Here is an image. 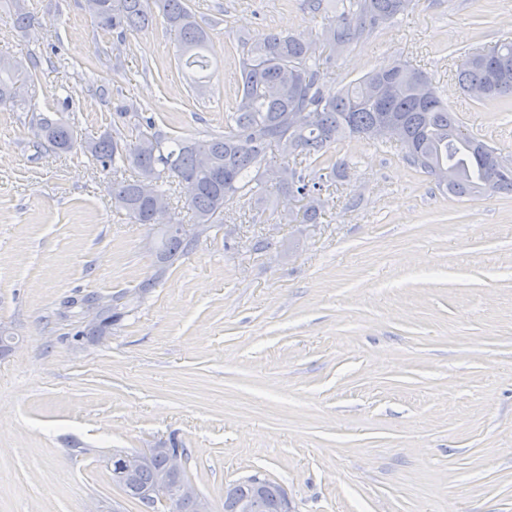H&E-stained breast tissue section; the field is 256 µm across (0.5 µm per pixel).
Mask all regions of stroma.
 Segmentation results:
<instances>
[{
    "mask_svg": "<svg viewBox=\"0 0 512 512\" xmlns=\"http://www.w3.org/2000/svg\"><path fill=\"white\" fill-rule=\"evenodd\" d=\"M27 5L38 25L24 33L0 0V54L40 58L30 107L0 109V324L15 335L0 357V512H146L109 458L174 444L213 512L257 472L293 512H512V194L458 197L396 145L346 139L319 223L280 221L281 198L229 199L137 298L156 267L147 227L82 148L36 147V115L95 139L127 101L202 139L224 127L241 37L317 34L328 18L309 0H190L213 61L195 94L163 18L121 39L85 0ZM505 38L512 0H414L338 54L325 84L407 61L512 160V109L456 79L460 52ZM85 295L125 297L129 314L82 340L66 302Z\"/></svg>",
    "mask_w": 512,
    "mask_h": 512,
    "instance_id": "obj_1",
    "label": "stroma"
}]
</instances>
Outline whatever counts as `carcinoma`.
I'll return each mask as SVG.
<instances>
[{"instance_id":"carcinoma-1","label":"carcinoma","mask_w":512,"mask_h":512,"mask_svg":"<svg viewBox=\"0 0 512 512\" xmlns=\"http://www.w3.org/2000/svg\"><path fill=\"white\" fill-rule=\"evenodd\" d=\"M13 26L31 29L36 17L25 0H9ZM412 0H311V10H331L334 17L313 36L286 34L276 30L257 41L240 40L241 77L234 104L224 112V131L204 139L169 137L154 120L134 107L121 104L116 116L126 133H105L92 141L88 153L102 170L112 172V199L134 224H177L179 220L159 217L153 199L169 198L174 183L190 182L195 187L187 206L196 224H221L224 202L245 198L262 206L272 196L305 201L301 215L288 221L315 224L327 207L321 198L325 188L317 171L338 176L348 163L335 159L331 149L342 139L377 143L395 142L406 162L432 177L438 187L461 197L512 193V163L502 159L496 148L464 132L463 124L437 93L431 78L402 62L377 68L332 95L323 92L328 66L336 55L365 34L391 24L409 8ZM177 31L180 43L178 65L191 73L194 83L208 77L211 61L205 54L209 33L194 18L187 0H97L92 22L120 38L149 27L156 16ZM37 59L30 68L0 57V107L23 108L14 90L21 82L32 83ZM457 80L467 93L481 89L478 100H495L512 94V41L505 39L489 52L460 58ZM303 112L306 121L296 125L292 115ZM389 122L393 133L380 137L376 129ZM39 144L56 153L73 149L76 129L61 117L37 118ZM288 155L271 163V151ZM302 157L304 167L288 158ZM134 170L136 175L125 173ZM190 248L176 230L160 241L154 273L143 280L137 295L149 294L166 270ZM121 313L113 310L103 325L86 327L84 336L93 341L116 325ZM164 451L151 453L146 465L120 484L124 494L153 508L162 501L146 498L167 471ZM284 489L254 474L234 483L224 499V512H240L241 503L259 495L275 512Z\"/></svg>"}]
</instances>
